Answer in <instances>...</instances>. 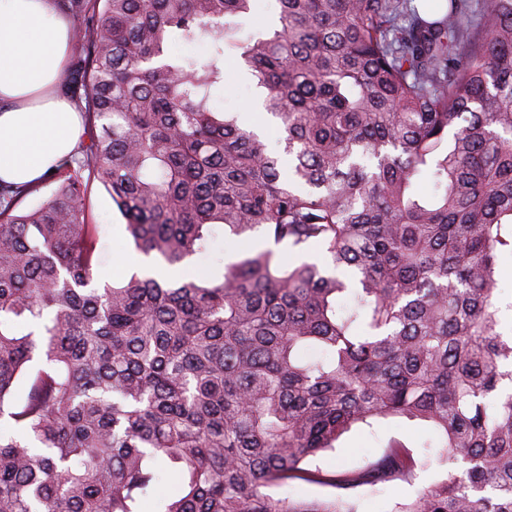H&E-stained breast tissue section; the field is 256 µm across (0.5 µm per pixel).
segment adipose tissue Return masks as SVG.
<instances>
[{"instance_id":"1","label":"adipose tissue","mask_w":512,"mask_h":512,"mask_svg":"<svg viewBox=\"0 0 512 512\" xmlns=\"http://www.w3.org/2000/svg\"><path fill=\"white\" fill-rule=\"evenodd\" d=\"M70 21L55 0H0V179L45 180L69 159L82 121L59 93L71 51Z\"/></svg>"}]
</instances>
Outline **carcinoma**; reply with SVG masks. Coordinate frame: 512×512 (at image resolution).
Wrapping results in <instances>:
<instances>
[{
    "mask_svg": "<svg viewBox=\"0 0 512 512\" xmlns=\"http://www.w3.org/2000/svg\"><path fill=\"white\" fill-rule=\"evenodd\" d=\"M276 2L243 37L253 0H58L85 127L37 206L0 182V512H359L358 488L416 477L404 442L306 461L389 418L430 423L455 465L391 512H512V0ZM230 58L285 175L213 103ZM96 183L151 264L101 287ZM255 234L279 251L217 253ZM194 257L213 271L154 274ZM294 481L336 496L267 492ZM277 5L275 0H262L260 5L256 2L255 11L251 16L238 19L243 28V35L263 30L277 21Z\"/></svg>",
    "mask_w": 512,
    "mask_h": 512,
    "instance_id": "obj_1",
    "label": "carcinoma"
}]
</instances>
